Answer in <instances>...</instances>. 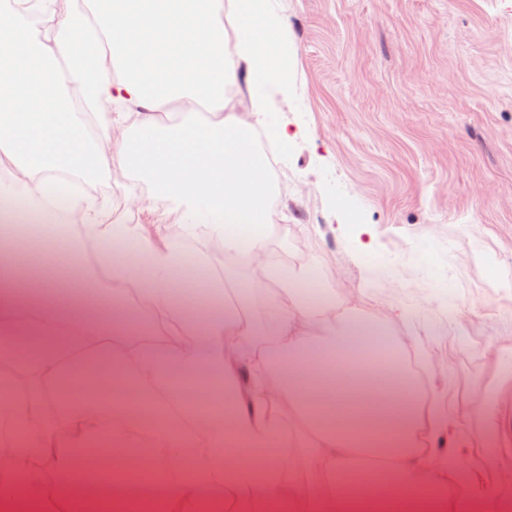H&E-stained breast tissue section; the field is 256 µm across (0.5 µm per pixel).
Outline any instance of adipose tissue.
I'll return each mask as SVG.
<instances>
[{"mask_svg": "<svg viewBox=\"0 0 512 512\" xmlns=\"http://www.w3.org/2000/svg\"><path fill=\"white\" fill-rule=\"evenodd\" d=\"M20 2L0 0V367L32 379L22 390L0 380V512H45L52 499L83 512L108 487L85 461L94 445L135 444L148 470H178L161 489L167 512H223L228 500L248 512H415L444 489L443 404L422 406L395 354L375 352L366 373L353 361L412 311L389 303L364 315L361 298L337 296L325 262L276 261L265 241L286 216L253 131L294 91V49L268 0H83L62 14L38 0V25ZM241 82L246 115L227 99ZM116 172L149 184L154 224L112 217L60 179ZM200 237L223 245L226 264L189 296L184 268L212 265L187 246ZM90 255L111 281L138 286L166 340L128 350L101 339L104 326L135 318L65 288L61 263L80 269ZM228 282L242 303H258L264 325L213 309ZM132 367L150 388L126 381ZM108 375L120 385L104 397ZM211 383L224 387L223 412L186 425L139 414ZM46 403L51 423L27 430ZM284 403L313 435L303 495L283 478L293 462ZM47 460L62 464L52 498L37 476Z\"/></svg>", "mask_w": 512, "mask_h": 512, "instance_id": "obj_1", "label": "adipose tissue"}]
</instances>
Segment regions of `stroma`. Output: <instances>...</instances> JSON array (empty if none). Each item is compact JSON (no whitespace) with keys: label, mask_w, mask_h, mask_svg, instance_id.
<instances>
[{"label":"stroma","mask_w":512,"mask_h":512,"mask_svg":"<svg viewBox=\"0 0 512 512\" xmlns=\"http://www.w3.org/2000/svg\"><path fill=\"white\" fill-rule=\"evenodd\" d=\"M294 47L295 92L269 123L300 132L275 167L287 208L277 259L315 255L337 292L364 289L365 313L413 309L394 326L449 372L453 496L512 512V0H271ZM372 225V261L392 293L366 288L354 234ZM454 275L458 318L432 285ZM498 406L495 426L477 407Z\"/></svg>","instance_id":"35a3bbf8"}]
</instances>
